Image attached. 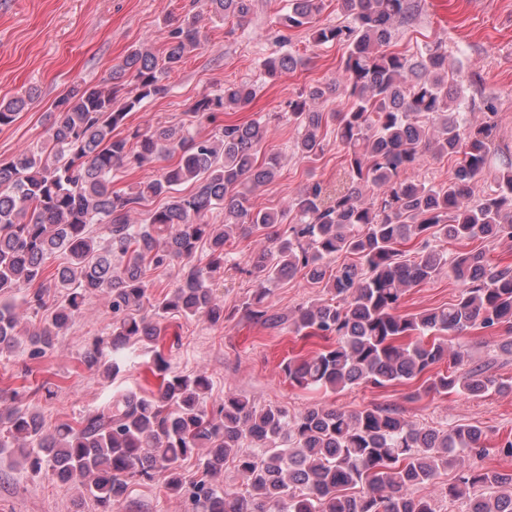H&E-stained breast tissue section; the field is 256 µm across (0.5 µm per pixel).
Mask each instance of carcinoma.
Returning <instances> with one entry per match:
<instances>
[{"instance_id": "obj_1", "label": "carcinoma", "mask_w": 512, "mask_h": 512, "mask_svg": "<svg viewBox=\"0 0 512 512\" xmlns=\"http://www.w3.org/2000/svg\"><path fill=\"white\" fill-rule=\"evenodd\" d=\"M210 16L245 18L252 0H204ZM345 22L318 24L324 0H289L279 25L306 29L314 44L346 48L340 69L351 106L324 112L327 85H315L290 104L288 121L298 132L294 147L308 163L325 151V129L335 133L343 172L335 182L309 181L282 210H254L249 193L273 182L274 154L258 161L268 133L262 119L226 122L209 135L193 125L127 130L129 113L168 90L164 80L202 44L200 15L187 17L168 35L162 54L139 46L93 87H76L51 113L46 139L35 151L0 164V353L19 344L27 314L8 302L22 294L38 311L47 289L62 300L51 317L28 335L36 357L53 346L81 313L86 296L102 295L112 310V352L152 341L158 321L172 312L186 319L224 321V304L209 281L224 270L236 239L265 233L267 242L245 273L255 288L243 315L272 330L331 344L283 365L299 387L337 392L349 387L412 388L410 399L462 393L481 398L509 385L478 368L463 369L464 356L449 342L473 330L504 331L512 352V266L492 262L484 249L450 256L433 245L512 239V149L500 145L497 98L469 95L471 83L448 72L440 43L419 55L390 46L399 27L418 13L419 0H337ZM299 63L292 53L263 60L275 79ZM246 85L224 86L190 107L199 124L247 104ZM22 97L0 101V126L15 121ZM478 110L472 121L462 108ZM454 159V176L431 184L408 176L427 157ZM173 163L130 191L113 188L117 172L158 160ZM190 184L194 191L182 193ZM372 191L363 196V189ZM162 204L143 223L139 208ZM224 211V223L208 215ZM296 222L279 230L288 216ZM416 248L408 253L402 246ZM66 261L46 275V260ZM355 263L335 264L340 254ZM186 266L172 290L155 298L148 269ZM460 285L457 299L410 314L407 291L442 274ZM302 275L324 298L278 313L271 287ZM101 341L83 358L90 372L110 378L119 366L102 363ZM448 361L444 370L437 369ZM156 396L116 392L77 422L51 429L16 402L0 399V453L21 460L38 475L63 474L99 512H116L136 479H159L166 495L180 497L181 463L197 457L202 477L192 484V512H437L413 488L433 482L461 454L486 453L482 430L421 426L397 410L366 407L347 412L318 405L297 414L259 407L247 397L224 394L209 407L203 372L175 370L162 353ZM243 478L223 484L224 465ZM468 512H512V470L468 467L448 486Z\"/></svg>"}]
</instances>
